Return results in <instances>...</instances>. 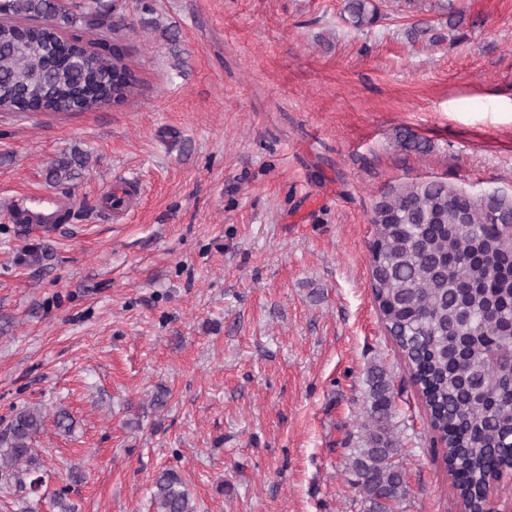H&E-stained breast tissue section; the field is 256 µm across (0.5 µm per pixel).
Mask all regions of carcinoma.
Here are the masks:
<instances>
[{"label": "carcinoma", "instance_id": "obj_1", "mask_svg": "<svg viewBox=\"0 0 512 512\" xmlns=\"http://www.w3.org/2000/svg\"><path fill=\"white\" fill-rule=\"evenodd\" d=\"M344 13L357 29L382 17L376 0H344ZM122 18L107 0L78 13L57 0H0V115L88 112L128 99L138 79L108 51L121 45ZM84 164L76 152L49 169V180L73 179ZM370 223L380 319L429 415L461 512H483L487 480L512 469V199L411 182L384 193ZM466 314L481 335H471ZM367 384L349 465L363 512H389L407 493L395 400L382 367L369 369ZM42 427L41 409L16 414L0 442V481L39 488L33 441ZM153 487L154 512H196L179 472L162 471Z\"/></svg>", "mask_w": 512, "mask_h": 512}]
</instances>
